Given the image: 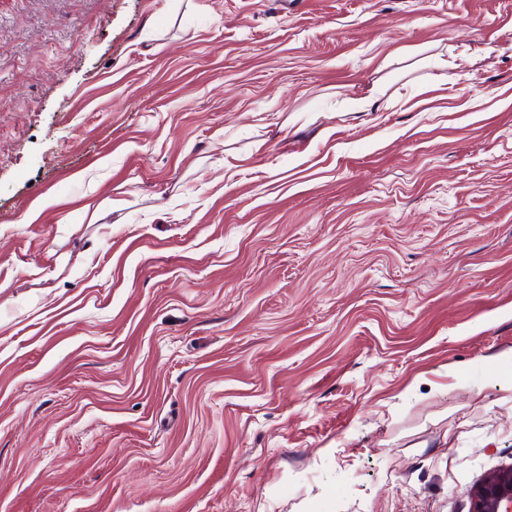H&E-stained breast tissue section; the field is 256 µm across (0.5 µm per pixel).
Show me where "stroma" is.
I'll use <instances>...</instances> for the list:
<instances>
[{
    "mask_svg": "<svg viewBox=\"0 0 512 512\" xmlns=\"http://www.w3.org/2000/svg\"><path fill=\"white\" fill-rule=\"evenodd\" d=\"M511 465L512 0H0V512Z\"/></svg>",
    "mask_w": 512,
    "mask_h": 512,
    "instance_id": "1",
    "label": "stroma"
}]
</instances>
